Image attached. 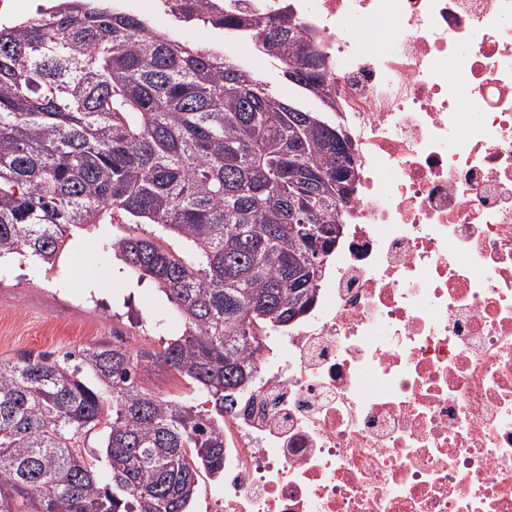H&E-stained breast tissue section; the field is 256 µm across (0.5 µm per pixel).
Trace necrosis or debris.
Returning <instances> with one entry per match:
<instances>
[{"mask_svg": "<svg viewBox=\"0 0 512 512\" xmlns=\"http://www.w3.org/2000/svg\"><path fill=\"white\" fill-rule=\"evenodd\" d=\"M285 3L359 195L312 308L259 334L204 512H512V0H242Z\"/></svg>", "mask_w": 512, "mask_h": 512, "instance_id": "necrosis-or-debris-1", "label": "necrosis or debris"}]
</instances>
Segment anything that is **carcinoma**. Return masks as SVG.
I'll return each instance as SVG.
<instances>
[{"label": "carcinoma", "instance_id": "1", "mask_svg": "<svg viewBox=\"0 0 512 512\" xmlns=\"http://www.w3.org/2000/svg\"><path fill=\"white\" fill-rule=\"evenodd\" d=\"M127 2L57 0L0 25V259L50 271L72 230L125 224L112 248L184 329L158 353L0 356V512H187L198 473L224 475V412L257 373L256 330L314 303L318 281L298 275L306 227L345 223L332 181L303 184V219L289 205L303 168L334 175L340 161L328 85L305 76L304 24H278L286 9L160 0L177 23L237 44L204 47ZM252 51L320 110L275 94L248 67ZM156 366L210 409L142 387ZM96 428L104 474L81 445Z\"/></svg>", "mask_w": 512, "mask_h": 512}]
</instances>
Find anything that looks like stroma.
<instances>
[{
    "instance_id": "stroma-1",
    "label": "stroma",
    "mask_w": 512,
    "mask_h": 512,
    "mask_svg": "<svg viewBox=\"0 0 512 512\" xmlns=\"http://www.w3.org/2000/svg\"><path fill=\"white\" fill-rule=\"evenodd\" d=\"M135 4L154 28L187 42L204 46L216 37L207 28L176 25L157 0ZM125 231L122 224L73 230L50 271L17 256L0 260V356L21 351L59 356L89 345L119 344L123 333L133 348L159 352L168 338L180 335L183 324L166 296L150 281H138L111 249ZM89 259L102 271L98 279L80 274ZM141 384L173 401L197 395L191 384L162 367L145 373Z\"/></svg>"
}]
</instances>
